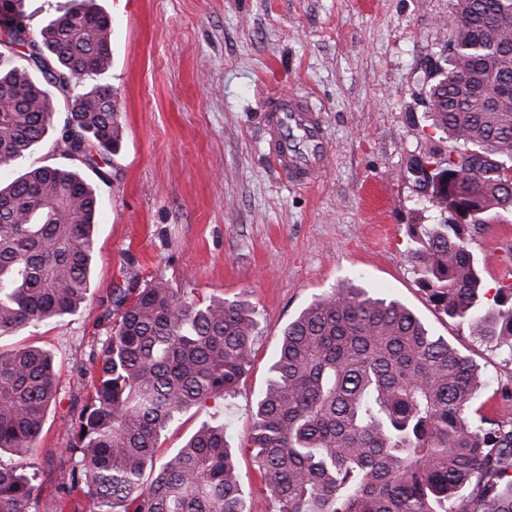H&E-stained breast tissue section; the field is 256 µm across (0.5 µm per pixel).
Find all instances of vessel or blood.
Segmentation results:
<instances>
[{
    "label": "vessel or blood",
    "mask_w": 512,
    "mask_h": 512,
    "mask_svg": "<svg viewBox=\"0 0 512 512\" xmlns=\"http://www.w3.org/2000/svg\"><path fill=\"white\" fill-rule=\"evenodd\" d=\"M268 156L290 184L316 183L329 163L330 143L322 113L308 98L277 93L263 105Z\"/></svg>",
    "instance_id": "obj_1"
}]
</instances>
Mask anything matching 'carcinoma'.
I'll return each mask as SVG.
<instances>
[{"label":"carcinoma","instance_id":"1","mask_svg":"<svg viewBox=\"0 0 512 512\" xmlns=\"http://www.w3.org/2000/svg\"><path fill=\"white\" fill-rule=\"evenodd\" d=\"M92 0H69L39 36H17L61 81V139L86 135L116 154L112 91L83 80L111 66V20ZM512 0H454L445 64L425 71L433 125L453 145L434 180L410 171L439 209L410 224L415 279L469 334L512 355V287L483 300L468 248L480 226L512 212ZM459 77L448 82V75ZM0 170H16L51 127L58 101L28 63L0 66ZM477 179L461 178L471 163ZM98 199L75 165L39 166L0 184V335L76 312L90 291ZM478 214V221L466 219ZM112 335L98 356L94 395L75 442L61 450V488H85L89 512H245L237 457L224 426L199 428L155 466L162 433L211 398L235 397L254 354L256 312L244 301H196L157 280L112 290ZM479 368L407 306L359 285L317 297L284 328L256 402L245 449L274 512H512V421L483 414ZM57 390L53 359L26 346L0 352V454L24 455ZM33 478L0 463V512H30Z\"/></svg>","mask_w":512,"mask_h":512}]
</instances>
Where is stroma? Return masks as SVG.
Here are the masks:
<instances>
[{"instance_id":"obj_1","label":"stroma","mask_w":512,"mask_h":512,"mask_svg":"<svg viewBox=\"0 0 512 512\" xmlns=\"http://www.w3.org/2000/svg\"><path fill=\"white\" fill-rule=\"evenodd\" d=\"M112 22V66L99 76L122 137L104 172L82 167L98 201L87 301L71 315L0 335L55 362L57 392L34 449L0 463L58 498L59 453L88 403L95 357L112 332L113 289L162 279L197 300H242L258 312L252 366L228 401L181 415L160 439L181 448L221 423L237 450L247 512L272 501L244 446L253 407L289 321L315 297L358 283L396 298L478 365L476 403L512 418V357L440 313L410 270L408 227L434 224L409 169L445 161L423 85L447 59L452 0H95ZM304 93L321 108L331 145L315 185L283 181L266 155L263 103ZM469 249L487 287L512 283V223L487 224Z\"/></svg>"}]
</instances>
